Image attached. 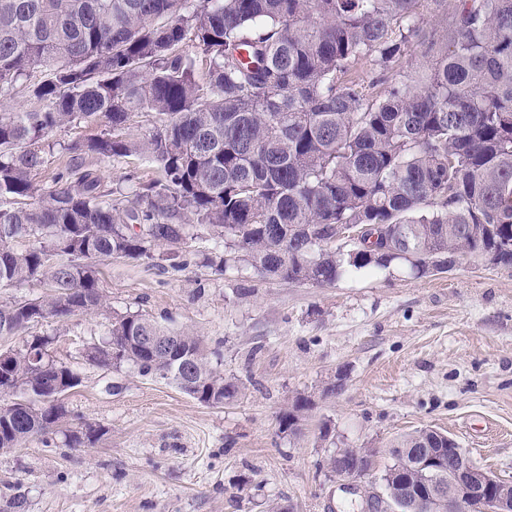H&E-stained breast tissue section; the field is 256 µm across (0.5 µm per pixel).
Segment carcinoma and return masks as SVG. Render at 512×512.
Masks as SVG:
<instances>
[{
    "mask_svg": "<svg viewBox=\"0 0 512 512\" xmlns=\"http://www.w3.org/2000/svg\"><path fill=\"white\" fill-rule=\"evenodd\" d=\"M186 43L208 62L203 74ZM414 44L424 62L405 72ZM18 89L29 108L0 114V202H11L0 205V282L50 291L0 305V336L101 307L100 261L163 248L180 266L195 225L229 248L206 258L217 272L233 261L319 286L393 262L373 248L333 249L338 224H389L393 249L452 266L478 249L512 266V0H0V96ZM142 112L154 128L135 137ZM81 123L99 131L65 147L52 183L38 185L52 132ZM131 155L160 176L135 182L120 224L98 162ZM21 239L32 246H11ZM140 336L165 344L152 352ZM54 342L30 336L0 363V398L29 388L44 397L0 404V451L34 438L48 447L69 418L51 397L80 377L52 356ZM31 351L45 355L40 365ZM83 358L132 365L209 407L246 389L199 337L140 315L112 318ZM310 408L294 400L279 432L297 433ZM103 432L76 427L65 445L90 447ZM457 447L423 427L390 455L446 458ZM395 471L380 474L387 494L434 474Z\"/></svg>",
    "mask_w": 512,
    "mask_h": 512,
    "instance_id": "carcinoma-1",
    "label": "carcinoma"
}]
</instances>
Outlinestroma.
<instances>
[{
  "instance_id": "obj_1",
  "label": "stroma",
  "mask_w": 512,
  "mask_h": 512,
  "mask_svg": "<svg viewBox=\"0 0 512 512\" xmlns=\"http://www.w3.org/2000/svg\"><path fill=\"white\" fill-rule=\"evenodd\" d=\"M217 246L199 227L183 268L159 254L100 262L103 308L33 326L80 374L69 426L105 433L89 448L59 437L0 451V512H346L375 479L337 477L329 456L373 448L381 470L393 441L422 427L512 482V267L467 257L419 277L396 261L318 286L241 263L215 272L204 259ZM128 313L201 337L244 395L207 407L133 366L86 363L83 347ZM298 395L313 406L298 433H279Z\"/></svg>"
}]
</instances>
